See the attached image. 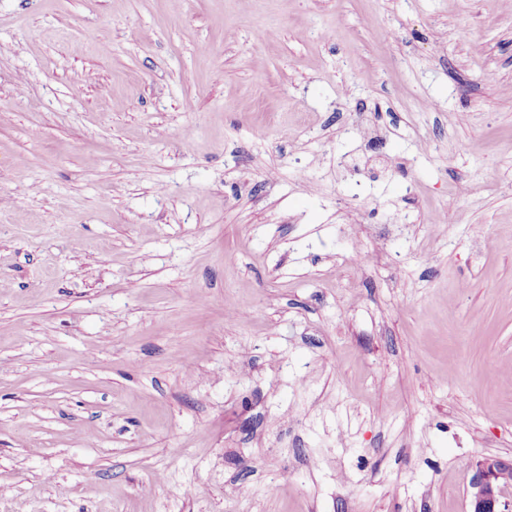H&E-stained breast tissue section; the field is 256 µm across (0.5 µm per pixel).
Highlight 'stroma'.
Returning <instances> with one entry per match:
<instances>
[{
  "label": "stroma",
  "mask_w": 512,
  "mask_h": 512,
  "mask_svg": "<svg viewBox=\"0 0 512 512\" xmlns=\"http://www.w3.org/2000/svg\"><path fill=\"white\" fill-rule=\"evenodd\" d=\"M487 455L503 0H0V512H469Z\"/></svg>",
  "instance_id": "obj_1"
}]
</instances>
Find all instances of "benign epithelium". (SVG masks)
I'll use <instances>...</instances> for the list:
<instances>
[{"label": "benign epithelium", "instance_id": "obj_1", "mask_svg": "<svg viewBox=\"0 0 512 512\" xmlns=\"http://www.w3.org/2000/svg\"><path fill=\"white\" fill-rule=\"evenodd\" d=\"M470 512H512L506 492L512 488V463L486 456L469 464Z\"/></svg>", "mask_w": 512, "mask_h": 512}]
</instances>
